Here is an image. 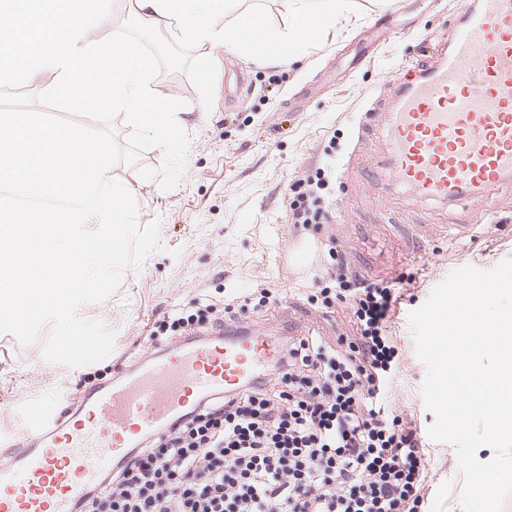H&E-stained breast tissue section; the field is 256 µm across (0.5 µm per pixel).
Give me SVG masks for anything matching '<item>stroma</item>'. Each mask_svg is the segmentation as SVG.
Here are the masks:
<instances>
[{
    "label": "stroma",
    "instance_id": "obj_1",
    "mask_svg": "<svg viewBox=\"0 0 512 512\" xmlns=\"http://www.w3.org/2000/svg\"><path fill=\"white\" fill-rule=\"evenodd\" d=\"M464 2L384 0L341 21L335 38L285 64L260 67L220 47L196 48L217 65L209 111L186 73H159L151 89L184 101L190 112L183 176L169 191L142 179L140 168L163 161L154 147L136 163L113 165L111 174L134 188L141 224L160 221L163 248L128 268L105 302L80 308L81 316L115 332L106 359L77 368L53 365L42 360L41 343L22 347L0 336V424H11L10 402L28 393H46L51 412L55 391L84 395L86 374L112 381L115 369L150 354L144 338L155 319L196 298L221 304L267 288L275 301L238 314L237 325L280 337L295 321L302 333L329 344L355 335L348 304L337 301L327 310L321 304L320 276L341 257L366 277L396 285L387 321L396 350L390 406L412 423L425 454V512H461L455 451L428 436L435 416L421 394L426 368L415 353L409 314L453 269H489L512 257V194L465 207L417 199L377 171L389 146L387 126L363 135L358 124L364 113L396 107L395 72L422 59L426 38L455 29ZM325 165L336 169L323 191L333 202L329 218L295 229L287 188ZM452 224L460 227L453 240ZM294 242L309 249L302 261L283 253Z\"/></svg>",
    "mask_w": 512,
    "mask_h": 512
}]
</instances>
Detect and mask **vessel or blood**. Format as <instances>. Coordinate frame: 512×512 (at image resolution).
<instances>
[{
	"label": "vessel or blood",
	"mask_w": 512,
	"mask_h": 512,
	"mask_svg": "<svg viewBox=\"0 0 512 512\" xmlns=\"http://www.w3.org/2000/svg\"><path fill=\"white\" fill-rule=\"evenodd\" d=\"M431 52L433 65H404L395 79L385 165L417 198L485 201L512 183V0L464 5ZM282 353L278 337L230 328L164 349L57 415L35 400L16 404L24 424L0 436V512H75L138 440L259 379Z\"/></svg>",
	"instance_id": "vessel-or-blood-1"
}]
</instances>
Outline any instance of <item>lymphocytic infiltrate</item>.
<instances>
[{
    "label": "lymphocytic infiltrate",
    "mask_w": 512,
    "mask_h": 512,
    "mask_svg": "<svg viewBox=\"0 0 512 512\" xmlns=\"http://www.w3.org/2000/svg\"><path fill=\"white\" fill-rule=\"evenodd\" d=\"M321 173L290 186L292 224L322 223ZM335 297L358 334L289 340L262 378L177 416L113 462L76 512H422L424 453L386 404L393 285L337 261ZM234 306L203 299L155 321L149 340L223 333Z\"/></svg>",
    "instance_id": "obj_1"
}]
</instances>
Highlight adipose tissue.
Here are the masks:
<instances>
[{
	"mask_svg": "<svg viewBox=\"0 0 512 512\" xmlns=\"http://www.w3.org/2000/svg\"><path fill=\"white\" fill-rule=\"evenodd\" d=\"M242 0H135L137 16L148 24L163 25L186 42L230 51L248 50L258 64L287 62L302 49L335 33L336 25L355 14L357 0H283L287 29L256 25V14L242 8ZM257 26L251 40L244 31Z\"/></svg>",
	"mask_w": 512,
	"mask_h": 512,
	"instance_id": "adipose-tissue-1",
	"label": "adipose tissue"
}]
</instances>
